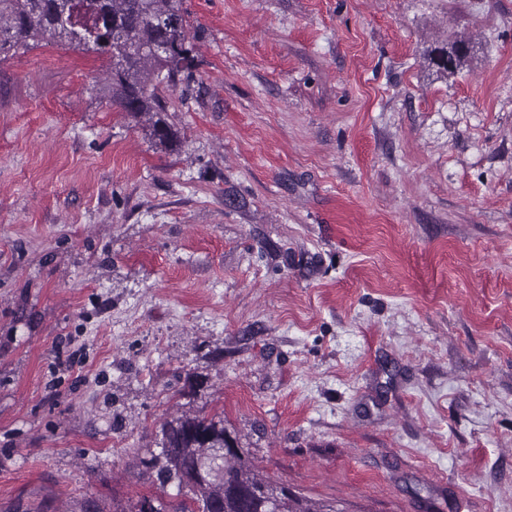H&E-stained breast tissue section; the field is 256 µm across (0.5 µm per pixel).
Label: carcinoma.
<instances>
[{"label": "carcinoma", "instance_id": "carcinoma-1", "mask_svg": "<svg viewBox=\"0 0 512 512\" xmlns=\"http://www.w3.org/2000/svg\"><path fill=\"white\" fill-rule=\"evenodd\" d=\"M64 39L82 50L110 59L102 96L122 112L151 115L149 136L161 145L173 141L171 129L157 118L168 111L161 86H175L188 69L191 48L181 0H0V56L13 49L31 48L43 40ZM470 40L453 42L455 51L443 58L448 45L431 50L437 69L454 75L463 70ZM162 447L151 455L161 484L174 478L184 486V498L172 512H195L210 503L218 512H268L279 502L280 512H340L321 505L283 483L260 475L247 452L208 465L209 449L199 437L220 440L224 421L182 415L162 425ZM236 492L224 490L226 484Z\"/></svg>", "mask_w": 512, "mask_h": 512}]
</instances>
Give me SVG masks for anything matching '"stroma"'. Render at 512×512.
Wrapping results in <instances>:
<instances>
[{"label":"stroma","mask_w":512,"mask_h":512,"mask_svg":"<svg viewBox=\"0 0 512 512\" xmlns=\"http://www.w3.org/2000/svg\"><path fill=\"white\" fill-rule=\"evenodd\" d=\"M182 9L169 148L106 56L0 59V512L177 502L183 414L340 512H512V0ZM470 40L460 37L456 39L450 47L456 48V50L447 58H443L440 55L431 58V61L437 69L441 72H447L448 75H454L463 70L466 59L469 55Z\"/></svg>","instance_id":"1"}]
</instances>
